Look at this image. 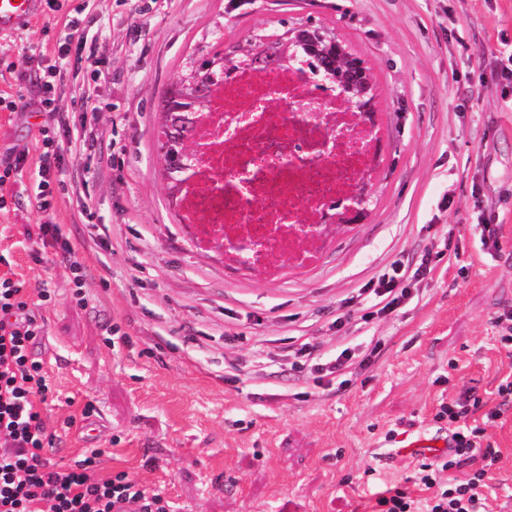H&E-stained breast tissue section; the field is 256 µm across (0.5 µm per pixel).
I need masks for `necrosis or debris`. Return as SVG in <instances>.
Returning a JSON list of instances; mask_svg holds the SVG:
<instances>
[{"mask_svg":"<svg viewBox=\"0 0 512 512\" xmlns=\"http://www.w3.org/2000/svg\"><path fill=\"white\" fill-rule=\"evenodd\" d=\"M193 135L205 150L176 200L182 224L202 247L249 243L250 265L267 271L312 258L300 225L328 223L373 156L369 117L287 64L258 74L227 66Z\"/></svg>","mask_w":512,"mask_h":512,"instance_id":"necrosis-or-debris-1","label":"necrosis or debris"}]
</instances>
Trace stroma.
I'll return each instance as SVG.
<instances>
[{
    "mask_svg": "<svg viewBox=\"0 0 512 512\" xmlns=\"http://www.w3.org/2000/svg\"><path fill=\"white\" fill-rule=\"evenodd\" d=\"M104 73L101 151L76 184L63 167L54 223L89 275L77 299L60 250L28 247L44 216L30 194L42 118L0 112V158L28 147L0 254L24 275L45 337L34 347L57 400L42 416L45 455L70 464L102 449L103 472L125 470L175 512H365L364 471L409 476L413 458L388 432L436 431L442 398L496 389L512 371L496 320L512 313V81L497 75L512 40V0H97ZM64 20L41 11L0 37V93L31 94L55 60ZM320 27L373 78L381 155L367 212L329 233L314 262L284 260L278 276L228 266L194 247L172 201L158 140L170 93L214 54L233 60L287 49ZM95 203V244L78 195ZM455 224V248L417 296L361 324L359 288L381 267L416 263L432 225ZM127 333L112 345V327ZM366 355L349 384L315 386L293 366L290 338ZM247 361L239 376L225 362ZM90 417H82L85 405ZM501 459L493 512H512V409L488 428Z\"/></svg>",
    "mask_w": 512,
    "mask_h": 512,
    "instance_id": "stroma-1",
    "label": "stroma"
}]
</instances>
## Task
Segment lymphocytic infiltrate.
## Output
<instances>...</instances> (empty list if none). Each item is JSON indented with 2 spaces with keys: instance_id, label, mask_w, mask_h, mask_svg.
I'll return each mask as SVG.
<instances>
[{
  "instance_id": "1",
  "label": "lymphocytic infiltrate",
  "mask_w": 512,
  "mask_h": 512,
  "mask_svg": "<svg viewBox=\"0 0 512 512\" xmlns=\"http://www.w3.org/2000/svg\"><path fill=\"white\" fill-rule=\"evenodd\" d=\"M56 45L59 62L41 69L36 98L1 95L0 110H31L43 118L34 199L46 218L45 236L67 256L71 282L80 289L87 279V268L63 237L60 225L51 220L58 192L54 172L63 163L77 164L83 154L98 147L100 129L94 116L103 109L96 93L103 74L96 66L98 39L85 31L81 18L66 19L64 34ZM72 61L84 72L80 103L86 117L79 126L70 128L53 89L61 65ZM451 245V236H443L421 256L417 267L396 260L375 274L362 287L371 303L361 314L362 322L393 313L412 299L410 281L429 275ZM6 262L1 255L0 264L5 267ZM41 332L23 280L5 267L0 274V512H170L168 501L140 485L128 472L100 474L101 449H86L83 459L71 465L45 457L50 439L42 407L53 390L42 359L32 353ZM354 354V349L347 347L328 358L308 341L290 352L311 372L331 381L350 374ZM497 396V403L489 408L471 388L440 402L437 417L448 424L447 451L418 458L410 477L375 494L370 512H488L484 490L501 454L488 441L486 432L512 408V375L502 379Z\"/></svg>"
}]
</instances>
